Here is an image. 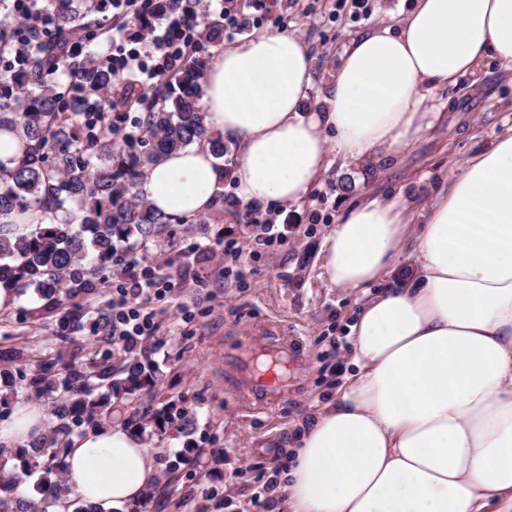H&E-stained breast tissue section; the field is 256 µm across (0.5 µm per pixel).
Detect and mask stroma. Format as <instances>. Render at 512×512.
I'll use <instances>...</instances> for the list:
<instances>
[{"mask_svg":"<svg viewBox=\"0 0 512 512\" xmlns=\"http://www.w3.org/2000/svg\"><path fill=\"white\" fill-rule=\"evenodd\" d=\"M412 5L413 0H233L246 27L225 34L210 54L264 33L295 35L312 57L314 105L330 91L350 41L397 23ZM426 105L439 120L390 155L358 165L331 161L302 204H256L261 223L275 225L281 235L276 254L258 244L259 226L248 223L250 208L244 205L212 214L206 224L173 225L161 242L137 247L134 276L158 265L174 286L153 303V341L134 350L153 369V385L113 400L103 421L129 427L142 411L172 404L187 412L191 426L185 433L170 430L145 439L157 476L152 495L131 512H289L283 487L261 498L256 491L268 479H279L296 423L333 397L351 351L348 326L365 298L363 291L346 292L325 279L321 251L328 232L372 197L400 202L408 223H425L435 195L457 169L512 128V71L490 64L480 78L465 76L455 87L437 88ZM223 239L242 242L245 251L219 266L205 246ZM115 287L112 280L92 281L67 310L49 306L30 288L0 309V367L10 373L0 426L14 406L36 403L50 415L44 436H54L51 413L61 378L72 371L92 374L106 358L112 367L121 366L126 350L119 337L93 330L100 314H111ZM258 321L276 322L285 334L301 337L311 360L298 389L265 411L246 408L224 381L225 350ZM48 361L50 388L39 393L31 379ZM189 445L200 448V455L170 473V461Z\"/></svg>","mask_w":512,"mask_h":512,"instance_id":"1","label":"stroma"}]
</instances>
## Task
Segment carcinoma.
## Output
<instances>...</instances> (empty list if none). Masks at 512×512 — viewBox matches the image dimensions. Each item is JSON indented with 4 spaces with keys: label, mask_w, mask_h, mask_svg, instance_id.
<instances>
[{
    "label": "carcinoma",
    "mask_w": 512,
    "mask_h": 512,
    "mask_svg": "<svg viewBox=\"0 0 512 512\" xmlns=\"http://www.w3.org/2000/svg\"><path fill=\"white\" fill-rule=\"evenodd\" d=\"M50 7L49 33L36 23L20 32L0 25V129L14 127L29 142L17 166H0V217L42 211L65 218L22 235L0 232V282L32 286L58 303L75 297L89 277L109 278L120 244L171 234L173 218L154 209L143 190L157 161L192 144L208 145L218 159L226 155L224 136L210 129L202 106L206 59L209 48L224 40V22L197 16L195 0H153V12L193 19L197 37L160 89L149 93L119 86L112 66L101 59L65 54L74 36L100 35L86 18L102 10L101 0H51ZM116 22L137 40L152 36V12L118 16ZM64 63L67 80L49 79ZM118 108L138 113L120 141L112 116ZM95 379V386L106 388L99 398L74 393L59 400L55 415L63 439L71 435L68 420L96 421L110 409L111 398L151 382L152 370L128 356L121 371L114 374L104 365ZM186 418L184 410L144 412L135 426L142 433L162 432ZM33 448L27 467L43 471L40 490L56 500L70 493L59 477L65 448L58 439L40 437ZM17 479L14 473L0 475V512H45L42 504L12 497Z\"/></svg>",
    "instance_id": "cac0c4a2"
}]
</instances>
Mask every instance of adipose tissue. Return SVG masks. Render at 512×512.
Masks as SVG:
<instances>
[{
	"label": "adipose tissue",
	"instance_id": "adipose-tissue-1",
	"mask_svg": "<svg viewBox=\"0 0 512 512\" xmlns=\"http://www.w3.org/2000/svg\"><path fill=\"white\" fill-rule=\"evenodd\" d=\"M495 62L512 68V0H415L405 18L351 40L333 87L306 108L305 43L265 33L225 48L205 87L208 124L240 150L246 201H304L329 155L360 164L428 127L432 91ZM222 173L207 147L161 158L144 191L177 219L211 208ZM414 280L381 287L403 243ZM327 281L373 288L351 326L334 402L301 423L284 473L290 512H512V134L466 161L410 232L399 203L365 202L323 246ZM44 415L17 408L0 447L31 448ZM87 504L126 512L156 466L139 436L101 425L64 455Z\"/></svg>",
	"mask_w": 512,
	"mask_h": 512
}]
</instances>
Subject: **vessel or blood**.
<instances>
[{"label":"vessel or blood","mask_w":512,"mask_h":512,"mask_svg":"<svg viewBox=\"0 0 512 512\" xmlns=\"http://www.w3.org/2000/svg\"><path fill=\"white\" fill-rule=\"evenodd\" d=\"M309 367L299 337H281L277 325L256 326L224 355V379L246 402L267 407L295 389V377Z\"/></svg>","instance_id":"obj_1"}]
</instances>
